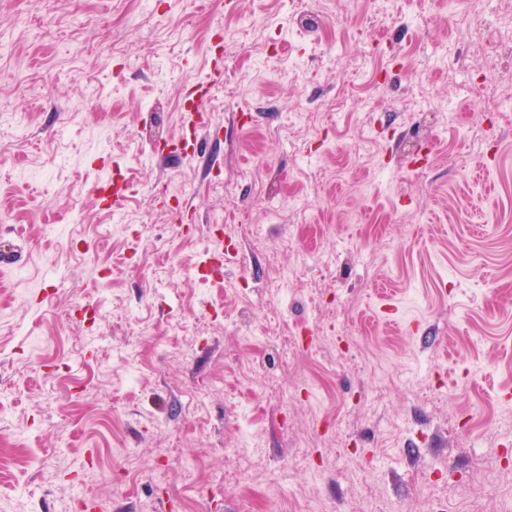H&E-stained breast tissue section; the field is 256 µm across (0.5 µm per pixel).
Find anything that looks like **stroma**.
<instances>
[{
    "label": "stroma",
    "mask_w": 512,
    "mask_h": 512,
    "mask_svg": "<svg viewBox=\"0 0 512 512\" xmlns=\"http://www.w3.org/2000/svg\"><path fill=\"white\" fill-rule=\"evenodd\" d=\"M303 8L0 0V512L512 502V0ZM221 77V71L215 70V74L212 81L202 82L199 84L198 89L189 92L188 96L191 97L192 107L195 109L191 113L192 120L190 121L191 131L195 134L204 125V113L203 109L200 108L205 98L210 94L211 88L215 80Z\"/></svg>",
    "instance_id": "obj_1"
}]
</instances>
